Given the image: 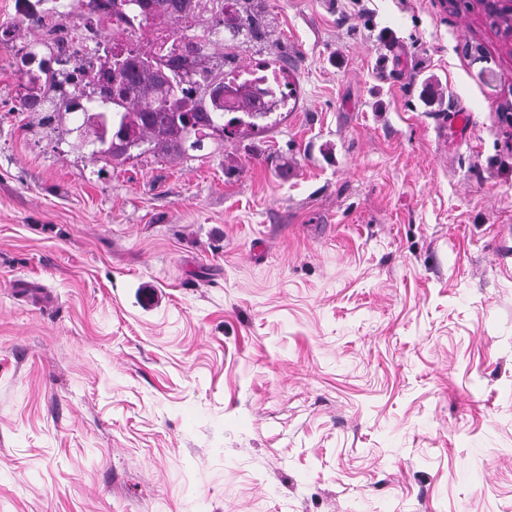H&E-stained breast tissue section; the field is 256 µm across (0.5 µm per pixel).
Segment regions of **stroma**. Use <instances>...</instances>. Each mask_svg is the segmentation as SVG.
<instances>
[{
	"mask_svg": "<svg viewBox=\"0 0 512 512\" xmlns=\"http://www.w3.org/2000/svg\"><path fill=\"white\" fill-rule=\"evenodd\" d=\"M248 8L276 124L116 163L19 108L0 0V512H512V55L439 0Z\"/></svg>",
	"mask_w": 512,
	"mask_h": 512,
	"instance_id": "35a3bbf8",
	"label": "stroma"
}]
</instances>
